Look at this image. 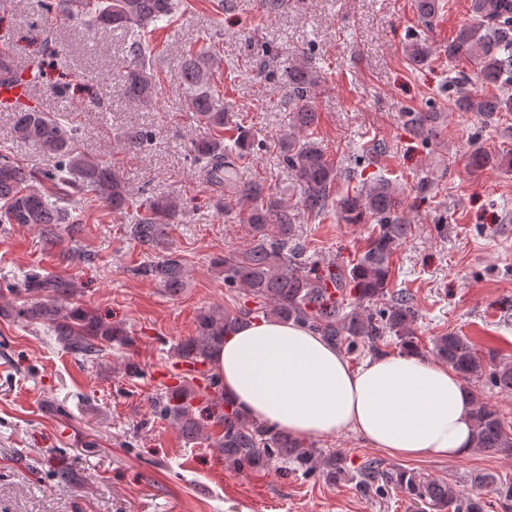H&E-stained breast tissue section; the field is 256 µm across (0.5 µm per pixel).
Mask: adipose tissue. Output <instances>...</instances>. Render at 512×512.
<instances>
[{"instance_id":"adipose-tissue-1","label":"adipose tissue","mask_w":512,"mask_h":512,"mask_svg":"<svg viewBox=\"0 0 512 512\" xmlns=\"http://www.w3.org/2000/svg\"><path fill=\"white\" fill-rule=\"evenodd\" d=\"M212 367L227 403L301 441L350 432L403 459L473 451L472 393L448 366L412 352L355 367L302 324L251 320L227 333Z\"/></svg>"}]
</instances>
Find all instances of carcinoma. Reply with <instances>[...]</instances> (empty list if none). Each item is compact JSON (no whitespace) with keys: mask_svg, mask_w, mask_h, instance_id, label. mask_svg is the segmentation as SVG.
<instances>
[{"mask_svg":"<svg viewBox=\"0 0 512 512\" xmlns=\"http://www.w3.org/2000/svg\"><path fill=\"white\" fill-rule=\"evenodd\" d=\"M414 2L423 20L434 18L441 9L440 0ZM178 6L179 0H37V21L46 26L49 19L61 17L88 29L120 32L127 52L117 74L119 85L127 100L146 107L162 78L155 64L158 52L152 35L173 20ZM469 11L470 21L460 25L444 54L450 61L465 58L475 64L474 75L461 77L462 82H474L498 93L462 92L454 105L464 112L486 115L512 112V0H470ZM215 50L213 44L182 51L175 78L182 86L181 111L192 114L208 129L206 136L190 143L191 162L208 184L239 207V220L252 231L248 248L216 260L224 269V285L245 290L248 300L233 313L214 309L199 316L197 334L177 348L178 357L196 368L171 374L178 384L164 386L151 398L153 413L169 421L182 437L207 442L225 461L241 469L281 463L291 473L300 471L329 484L354 481L369 495L395 488L419 505L421 512H484L481 497L464 499L446 481L386 469L377 460H366L352 471L336 452L299 442L285 431L254 422L224 405L223 384L209 365L224 341V331L240 321L292 320L348 353L376 355L390 341L404 350H418L414 325L419 314L408 293L389 290L393 254L412 231L400 218L401 198L395 188L380 180L336 201L331 190L337 172L323 149L310 139L280 137L279 155L295 173L303 210L319 217L334 208L338 220L345 224L378 226L350 269L332 264L322 273L309 266L303 247L297 244L294 209L271 194L263 180L240 176L257 144L242 127L236 128V135L224 137L232 120L225 111L224 96L211 86L208 59ZM431 54V47L422 40L409 47L416 65L424 64ZM19 78L6 45L0 51V84L9 85ZM281 79L295 101L296 129L310 130L317 122L311 101V91L319 82L316 72L306 59L299 58L288 61ZM435 120L433 112L410 116L411 126L426 136L435 134ZM14 134L19 141L51 155L55 164L48 169H28L0 150L1 225L38 226L49 245L59 247L64 257L83 261L86 254L81 251L79 211L100 201L127 220V236L147 256L134 268V274L172 294L184 288L187 271L169 239V226L178 216L174 202L134 196L115 166L81 151L79 130L58 113L17 109ZM152 139L153 132L147 128L131 130L123 138L122 150L138 154ZM7 291L18 297V304L0 306V319L44 327L61 350L79 363L100 360L115 344L132 343L124 329L90 308L70 303L74 283L68 277L32 271ZM427 353L465 381L485 378L492 386L512 392V364L497 363L492 355L483 357L468 336L457 332L434 336ZM185 377L197 380L198 389L188 391ZM474 416L475 448L512 452V427L494 409L477 402Z\"/></svg>","mask_w":512,"mask_h":512,"instance_id":"carcinoma-1","label":"carcinoma"}]
</instances>
